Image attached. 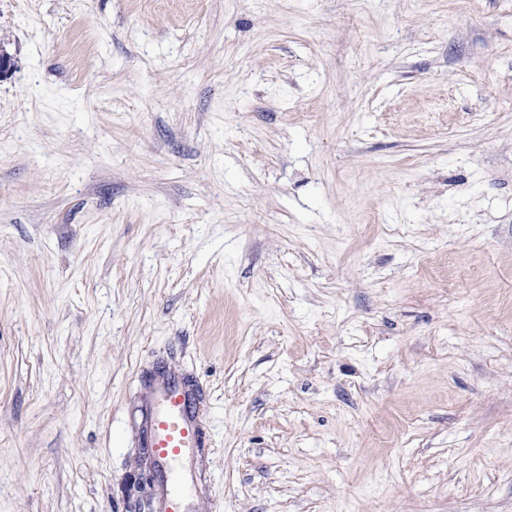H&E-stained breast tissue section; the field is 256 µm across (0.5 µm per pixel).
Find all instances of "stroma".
Here are the masks:
<instances>
[{"label": "stroma", "mask_w": 512, "mask_h": 512, "mask_svg": "<svg viewBox=\"0 0 512 512\" xmlns=\"http://www.w3.org/2000/svg\"><path fill=\"white\" fill-rule=\"evenodd\" d=\"M0 49V512H139L160 359L200 512H512V0H0ZM78 36L71 42V52L76 60L77 66L73 71V79L79 81L81 79V73L79 72V63L81 60L89 55L94 47V42L88 33V29L85 24L77 26ZM144 399L136 408L139 448H147L154 473L153 512H198L210 495L197 452L208 439L206 407L182 373L157 367L139 375Z\"/></svg>", "instance_id": "obj_1"}]
</instances>
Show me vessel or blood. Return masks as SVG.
I'll return each mask as SVG.
<instances>
[{"label":"vessel or blood","instance_id":"obj_1","mask_svg":"<svg viewBox=\"0 0 512 512\" xmlns=\"http://www.w3.org/2000/svg\"><path fill=\"white\" fill-rule=\"evenodd\" d=\"M144 398L136 408L138 445L154 474L152 512H198L210 494L197 452L208 439L206 407L182 373L157 367L140 374Z\"/></svg>","mask_w":512,"mask_h":512}]
</instances>
